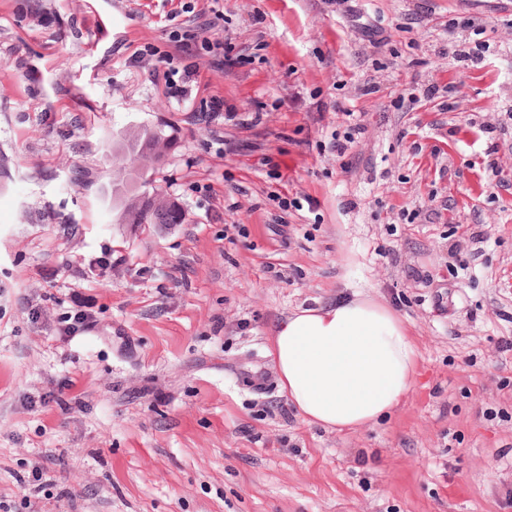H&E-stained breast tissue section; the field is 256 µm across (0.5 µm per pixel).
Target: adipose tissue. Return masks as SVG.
Here are the masks:
<instances>
[{"mask_svg": "<svg viewBox=\"0 0 512 512\" xmlns=\"http://www.w3.org/2000/svg\"><path fill=\"white\" fill-rule=\"evenodd\" d=\"M268 355L280 391L301 420L336 433H353L390 415L417 374L406 323L358 290L275 322Z\"/></svg>", "mask_w": 512, "mask_h": 512, "instance_id": "adipose-tissue-1", "label": "adipose tissue"}]
</instances>
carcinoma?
I'll return each mask as SVG.
<instances>
[{"mask_svg": "<svg viewBox=\"0 0 512 512\" xmlns=\"http://www.w3.org/2000/svg\"><path fill=\"white\" fill-rule=\"evenodd\" d=\"M172 146L173 139L163 129L144 127L128 132L126 153H113L112 197L126 202L129 223L179 224L183 220V212L176 204L150 198L144 191L150 182V171L164 159L161 149Z\"/></svg>", "mask_w": 512, "mask_h": 512, "instance_id": "cac0c4a2", "label": "carcinoma"}]
</instances>
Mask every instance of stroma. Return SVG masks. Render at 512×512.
Listing matches in <instances>:
<instances>
[{"mask_svg": "<svg viewBox=\"0 0 512 512\" xmlns=\"http://www.w3.org/2000/svg\"><path fill=\"white\" fill-rule=\"evenodd\" d=\"M187 5L245 60L172 54L174 99L144 49L170 51ZM159 124L151 189L185 220L116 223V136ZM0 164L9 512H502L512 0H0ZM355 289L406 320L418 374L338 434L301 421L265 347Z\"/></svg>", "mask_w": 512, "mask_h": 512, "instance_id": "stroma-1", "label": "stroma"}]
</instances>
